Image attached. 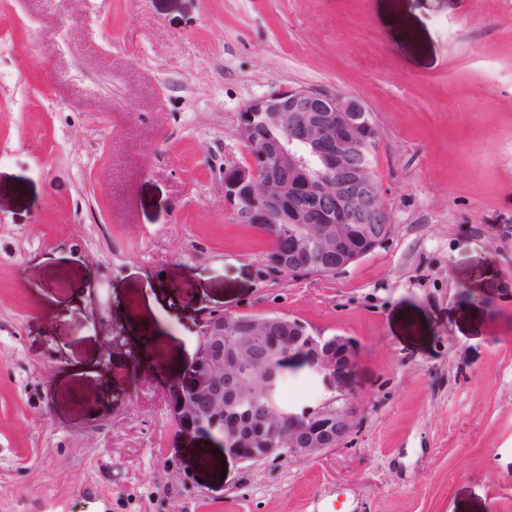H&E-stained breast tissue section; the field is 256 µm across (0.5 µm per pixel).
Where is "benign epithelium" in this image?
Here are the masks:
<instances>
[{
	"label": "benign epithelium",
	"mask_w": 512,
	"mask_h": 512,
	"mask_svg": "<svg viewBox=\"0 0 512 512\" xmlns=\"http://www.w3.org/2000/svg\"><path fill=\"white\" fill-rule=\"evenodd\" d=\"M237 135L248 167L224 177V205L240 224L304 225L281 269L290 272L297 258L313 253L336 260L341 272L388 238L390 210L371 159L378 131L358 99L275 86L240 110ZM238 324L232 313L202 321L194 359L168 391L180 431L217 436L248 465L314 460L343 446L359 411L338 379L355 368L358 344L277 315L255 317L249 336L238 335ZM293 362L321 379L324 397L286 412L257 408L256 396L272 397Z\"/></svg>",
	"instance_id": "1"
}]
</instances>
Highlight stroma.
<instances>
[{
    "label": "stroma",
    "instance_id": "stroma-1",
    "mask_svg": "<svg viewBox=\"0 0 512 512\" xmlns=\"http://www.w3.org/2000/svg\"><path fill=\"white\" fill-rule=\"evenodd\" d=\"M278 85L378 131L392 231L330 277L268 272L224 204L239 110ZM222 312L358 343L345 445L251 466L178 430L168 389ZM326 498L512 512V0H0V512Z\"/></svg>",
    "mask_w": 512,
    "mask_h": 512
}]
</instances>
